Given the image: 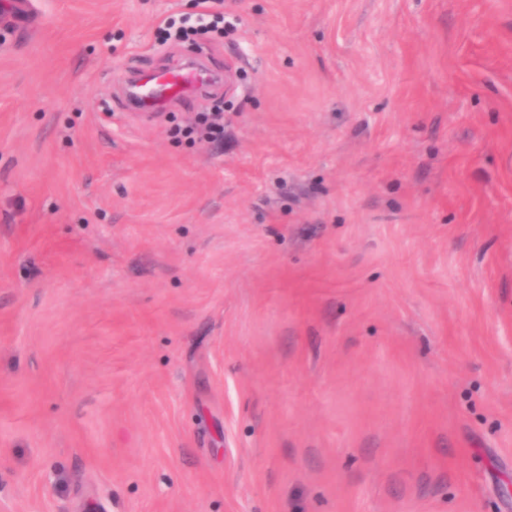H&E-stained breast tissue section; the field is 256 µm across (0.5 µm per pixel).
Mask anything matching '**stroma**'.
<instances>
[{
    "label": "stroma",
    "instance_id": "stroma-1",
    "mask_svg": "<svg viewBox=\"0 0 512 512\" xmlns=\"http://www.w3.org/2000/svg\"><path fill=\"white\" fill-rule=\"evenodd\" d=\"M222 10L0 0V512H512V0ZM151 97L159 102L183 100L194 88L207 81L208 73L200 67L177 65L167 71L144 77Z\"/></svg>",
    "mask_w": 512,
    "mask_h": 512
}]
</instances>
